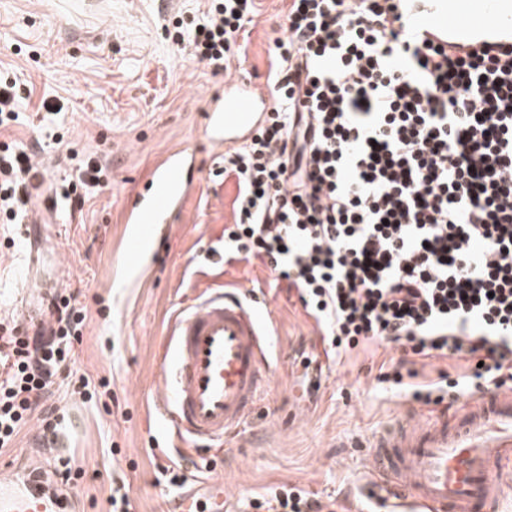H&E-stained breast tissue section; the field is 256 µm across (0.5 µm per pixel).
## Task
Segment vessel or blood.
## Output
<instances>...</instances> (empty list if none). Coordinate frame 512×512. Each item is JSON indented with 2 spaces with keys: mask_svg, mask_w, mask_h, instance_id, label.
<instances>
[{
  "mask_svg": "<svg viewBox=\"0 0 512 512\" xmlns=\"http://www.w3.org/2000/svg\"><path fill=\"white\" fill-rule=\"evenodd\" d=\"M420 32L449 49L467 51L512 35V0H433ZM267 89L232 76L224 82L203 128L213 147L243 146L262 125ZM195 156L186 149L159 158L148 188L128 196L124 266L143 271L152 249L182 212L193 188ZM49 289L27 288L22 322L44 318ZM249 288H224L179 309L170 325L157 407L180 446L219 448L243 432L269 391L277 366L271 320L254 306ZM370 472L391 512H500L512 492V391L489 390L467 400L460 414L397 420L372 442ZM41 472L0 480V512H67L68 502L45 495Z\"/></svg>",
  "mask_w": 512,
  "mask_h": 512,
  "instance_id": "vessel-or-blood-1",
  "label": "vessel or blood"
}]
</instances>
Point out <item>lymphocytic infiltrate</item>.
Segmentation results:
<instances>
[{
  "label": "lymphocytic infiltrate",
  "mask_w": 512,
  "mask_h": 512,
  "mask_svg": "<svg viewBox=\"0 0 512 512\" xmlns=\"http://www.w3.org/2000/svg\"><path fill=\"white\" fill-rule=\"evenodd\" d=\"M260 13L257 0H210L175 31V53L220 71ZM267 85L274 104L247 149L225 156L234 222L224 259L267 262L298 295L334 354L394 344L379 382L425 405L512 382V51L456 55L417 35L395 0H287ZM20 120L0 81V212L22 223L36 149L7 138ZM111 172L85 155L62 192L82 209ZM49 319L0 324V455L38 420L58 432L53 385L74 368L90 321L74 293ZM462 361L464 372L419 381L415 358ZM255 512H325L283 484Z\"/></svg>",
  "instance_id": "1"
}]
</instances>
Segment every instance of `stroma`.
Returning <instances> with one entry per match:
<instances>
[{
    "label": "stroma",
    "mask_w": 512,
    "mask_h": 512,
    "mask_svg": "<svg viewBox=\"0 0 512 512\" xmlns=\"http://www.w3.org/2000/svg\"><path fill=\"white\" fill-rule=\"evenodd\" d=\"M206 7V0H0V75L16 79L23 117L12 136L32 144L47 107L60 109L62 124L61 144L39 153L48 178L43 197L32 200L26 222L0 223V320H16L32 271L31 241L45 236L61 253L65 288L92 312L74 347L78 376L109 382L89 402L76 379L54 386L65 453L85 471L68 493L71 512H106L116 477L129 485L133 512H172L183 490L208 492L215 478L224 481L226 512H253L252 499L283 483L334 500L336 512H382L368 492V442L404 414L438 408L377 382L393 349L373 358L325 355L296 292L261 261H222L235 190L219 175L223 151L202 136L208 103L229 74L265 85L284 4L260 0L245 53L226 74L171 51L168 28L191 23ZM179 147L194 151L200 180L144 273L127 275L125 199ZM72 149L108 165L112 185L68 215L49 198L72 173ZM244 285L273 317L274 355L283 366L243 435L224 449L176 459L154 404L169 322L209 289ZM306 353L323 367L315 392L301 365ZM166 466L185 475L184 487L168 483Z\"/></svg>",
    "instance_id": "35a3bbf8"
}]
</instances>
